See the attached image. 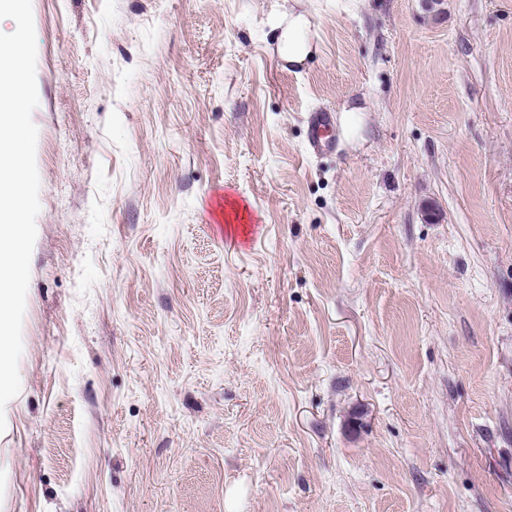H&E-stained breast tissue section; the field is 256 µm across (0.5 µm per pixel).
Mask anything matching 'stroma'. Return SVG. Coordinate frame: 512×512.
Listing matches in <instances>:
<instances>
[{"label": "stroma", "instance_id": "1", "mask_svg": "<svg viewBox=\"0 0 512 512\" xmlns=\"http://www.w3.org/2000/svg\"><path fill=\"white\" fill-rule=\"evenodd\" d=\"M32 7L0 512H512V0ZM307 28L308 22L302 15L292 17L288 21V28L284 29L281 35L282 43L288 48V61L303 62L309 54V43L304 38ZM339 129L333 112L317 110L310 112L307 120L306 149L314 155L336 152Z\"/></svg>", "mask_w": 512, "mask_h": 512}]
</instances>
